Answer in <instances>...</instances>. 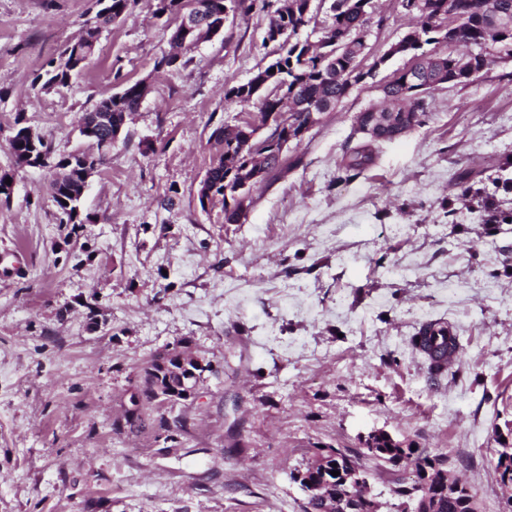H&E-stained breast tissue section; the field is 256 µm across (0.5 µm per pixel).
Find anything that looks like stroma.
<instances>
[{"label":"stroma","mask_w":512,"mask_h":512,"mask_svg":"<svg viewBox=\"0 0 512 512\" xmlns=\"http://www.w3.org/2000/svg\"><path fill=\"white\" fill-rule=\"evenodd\" d=\"M360 56L367 76L253 189L240 223L196 192L220 151L213 130L253 120L225 94L280 48L264 42L278 0L155 69L172 50L155 0L102 32L69 87L33 89L81 30L92 0H0V512H305L291 479L331 446L368 472L380 512L411 489L363 436L447 457L481 512H512L492 451L512 446V59L468 86L432 91L422 124L388 141L357 130L382 84L411 62L387 57L416 21L373 0ZM150 90L92 175L89 221L62 225L47 168L15 167V124L55 154L85 144L81 114L123 85ZM360 146L373 163L339 181ZM450 325L463 359L433 373L413 339ZM190 340L211 364L175 439L113 423L155 354Z\"/></svg>","instance_id":"35a3bbf8"}]
</instances>
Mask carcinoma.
I'll list each match as a JSON object with an SVG mask.
<instances>
[{
	"label": "carcinoma",
	"mask_w": 512,
	"mask_h": 512,
	"mask_svg": "<svg viewBox=\"0 0 512 512\" xmlns=\"http://www.w3.org/2000/svg\"><path fill=\"white\" fill-rule=\"evenodd\" d=\"M133 0H107L109 14L95 15L85 23L83 35L66 44L58 59L47 63L44 73L38 75L33 86L45 87L53 81L62 85L68 84L70 75L81 69L80 63L91 55L92 44L89 38L100 34L112 25L116 19L128 13ZM158 13L183 16L190 12L192 0H156ZM308 0H285L283 7L274 11L270 24L278 27L281 33V52L267 66L261 67L245 84L229 90L226 97L240 104L254 103L260 115L288 112L298 123L307 121L308 112L314 108L324 112L343 99L351 86L358 82L353 74L355 60L364 47L363 37L370 20L371 0H346L347 5L335 4L332 21L323 36V44L312 49L306 42L297 39L299 31L308 20L304 19ZM400 5L408 14L418 18L415 29L417 39L411 44L410 53L417 54L426 45H448V30L443 27L448 10L456 15L455 30L459 46L469 49L470 54L462 56L452 51H436L435 67L423 66L419 72L407 68L393 73L392 83L383 88V97L390 105L380 109L370 108L376 112H411L415 123L430 111L429 94L436 89L435 70L445 69L455 73V84L467 86L490 64L483 53L487 42L498 45L499 52L512 56V25L493 28L487 21V13L498 6L512 11V0H400ZM147 91V85L138 81L127 85L122 92L100 100L93 108L95 112H110L114 117L137 110L141 99ZM254 133L247 124L224 130V137L216 138V142L224 146L219 156L210 165L213 178L212 207H220L224 213V223L237 224L243 213L233 202L226 199V189H234L235 178L228 177L231 170L239 171L247 159L238 154L240 145ZM16 163L34 151L33 145L19 136L8 141ZM371 155L364 150H356L345 157L340 169L346 173L360 171L369 165ZM59 167L66 171L62 181H52L53 200L71 224V233H76L79 226L90 218L74 220L78 200L73 194L79 191L80 183L86 168H94L103 163V159H90L86 162L70 153L57 159ZM421 339L423 346L439 353L448 350V331L439 322H428L422 326ZM185 353L182 344L155 355L142 367L143 379L140 390L131 395L130 406L125 410L123 420L114 423L119 430L127 425L129 428H142L150 417L152 392L156 386L169 390L179 386L176 378H167L159 360L168 359L174 363ZM340 463L336 458V449L318 447L305 465L293 473L294 481L302 489L308 485L322 487L321 494L308 499L306 512H336V477L331 474L335 465ZM492 472H500V477L512 474V447L498 448L493 457ZM436 512H467L468 495L459 493L448 495L440 486L434 490Z\"/></svg>",
	"instance_id": "cac0c4a2"
}]
</instances>
